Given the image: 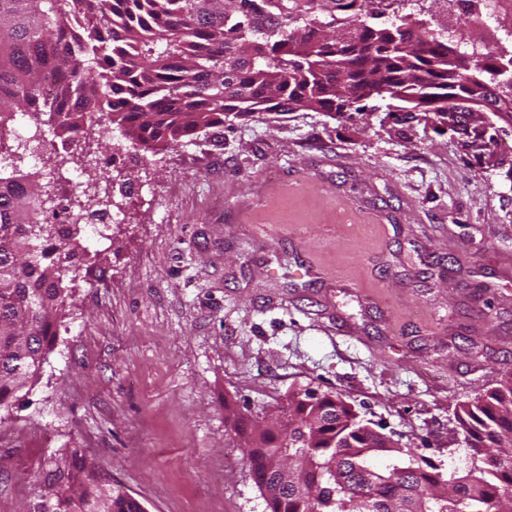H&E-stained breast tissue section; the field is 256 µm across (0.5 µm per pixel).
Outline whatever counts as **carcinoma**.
Returning a JSON list of instances; mask_svg holds the SVG:
<instances>
[{"mask_svg":"<svg viewBox=\"0 0 512 512\" xmlns=\"http://www.w3.org/2000/svg\"><path fill=\"white\" fill-rule=\"evenodd\" d=\"M238 2L0 0V130L58 112L50 133L64 143L114 125L147 152L265 112L417 121L512 182L500 139L512 131V0H487L489 43L452 22V0ZM473 100L489 126L468 112ZM46 198L41 180L0 175V409L32 387L74 303L80 225L47 223ZM224 420L269 512H512V372L456 409L471 465L448 477L334 394L291 391L266 423L226 400ZM102 482L63 453L33 512H97ZM105 512L145 509L112 488Z\"/></svg>","mask_w":512,"mask_h":512,"instance_id":"obj_1","label":"carcinoma"}]
</instances>
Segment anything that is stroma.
<instances>
[{
    "label": "stroma",
    "instance_id": "stroma-1",
    "mask_svg": "<svg viewBox=\"0 0 512 512\" xmlns=\"http://www.w3.org/2000/svg\"><path fill=\"white\" fill-rule=\"evenodd\" d=\"M136 188L85 224L75 302L0 412V512L75 449L146 512H267L224 401L339 395L451 474L454 411L512 371V182L450 134L267 114L144 152L93 131Z\"/></svg>",
    "mask_w": 512,
    "mask_h": 512
}]
</instances>
